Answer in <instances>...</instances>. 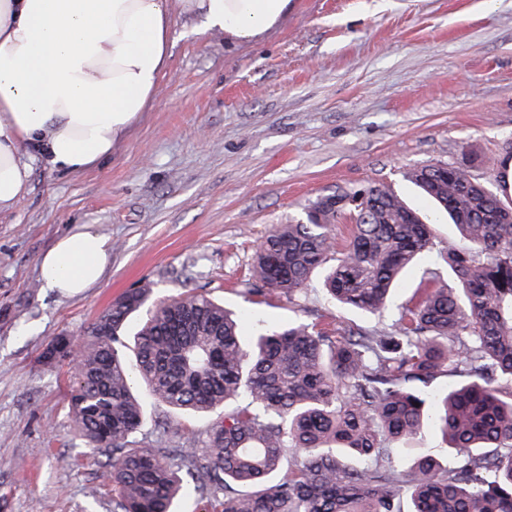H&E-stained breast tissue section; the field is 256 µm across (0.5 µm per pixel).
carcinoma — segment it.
I'll return each instance as SVG.
<instances>
[{"instance_id":"obj_1","label":"carcinoma","mask_w":512,"mask_h":512,"mask_svg":"<svg viewBox=\"0 0 512 512\" xmlns=\"http://www.w3.org/2000/svg\"><path fill=\"white\" fill-rule=\"evenodd\" d=\"M463 163L413 168L405 178L435 203L462 243L444 261L461 285L439 276L400 307L395 329L333 336L298 318L243 340V315L205 294L147 306L148 284L112 301L76 356L54 338L47 366L72 365L74 434L109 468L112 512H174L186 494L205 512H512V184L471 174ZM318 196L300 218L277 224L256 249L253 292L290 300L328 261L330 299L369 315L390 306L405 269L432 248L431 224L389 185ZM350 219L349 235L336 226ZM134 363L120 350L130 318ZM148 397L208 413L231 403L197 448H132ZM466 380L442 396L426 391L443 374ZM439 412L450 467L416 454L407 470L394 441L425 432Z\"/></svg>"}]
</instances>
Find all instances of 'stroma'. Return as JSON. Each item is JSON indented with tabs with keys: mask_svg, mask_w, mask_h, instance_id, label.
I'll list each match as a JSON object with an SVG mask.
<instances>
[{
	"mask_svg": "<svg viewBox=\"0 0 512 512\" xmlns=\"http://www.w3.org/2000/svg\"><path fill=\"white\" fill-rule=\"evenodd\" d=\"M200 24L175 13L168 74L111 157L77 174L35 167L27 196L0 213V512H112L108 470L70 431L72 373L38 356L54 337H83L130 289L209 295L247 313V336L298 317L393 328L396 314L337 306L318 272L294 300L252 294L258 242L317 195L388 184L433 218L434 247L395 304L433 275L457 285L443 259L456 232L403 175L474 152L472 174L494 179L512 139V0H290L250 43L194 35ZM76 224L111 238L112 261L70 297L42 288L39 259ZM145 411L138 439L154 448L224 417Z\"/></svg>",
	"mask_w": 512,
	"mask_h": 512,
	"instance_id": "35a3bbf8",
	"label": "stroma"
}]
</instances>
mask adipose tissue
Returning a JSON list of instances; mask_svg holds the SVG:
<instances>
[{
	"mask_svg": "<svg viewBox=\"0 0 512 512\" xmlns=\"http://www.w3.org/2000/svg\"><path fill=\"white\" fill-rule=\"evenodd\" d=\"M289 0H0V212L30 188L35 165L81 173L111 156L167 72L172 8L199 34L257 40ZM112 242L77 224L40 258L45 288L96 285Z\"/></svg>",
	"mask_w": 512,
	"mask_h": 512,
	"instance_id": "ef3b65f1",
	"label": "adipose tissue"
}]
</instances>
